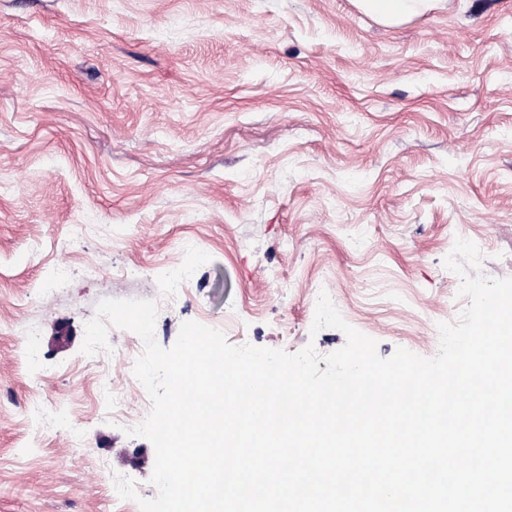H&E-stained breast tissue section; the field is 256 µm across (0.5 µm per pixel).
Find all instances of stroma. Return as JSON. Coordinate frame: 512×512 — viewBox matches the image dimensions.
Segmentation results:
<instances>
[{
    "label": "stroma",
    "mask_w": 512,
    "mask_h": 512,
    "mask_svg": "<svg viewBox=\"0 0 512 512\" xmlns=\"http://www.w3.org/2000/svg\"><path fill=\"white\" fill-rule=\"evenodd\" d=\"M459 238L512 277V0L396 27L354 0H0V512H115L119 475L157 494L112 409L151 406L142 340L81 352L101 300L188 264L162 347L195 321L332 353L324 291L381 357L431 358L468 304Z\"/></svg>",
    "instance_id": "obj_1"
}]
</instances>
